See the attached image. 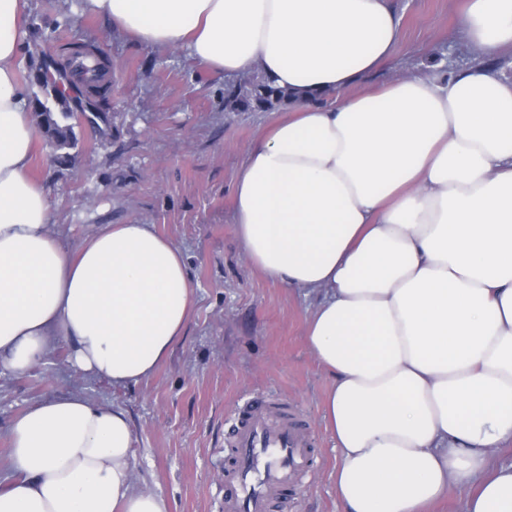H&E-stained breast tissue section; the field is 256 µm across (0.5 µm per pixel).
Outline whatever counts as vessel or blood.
I'll return each mask as SVG.
<instances>
[{
	"label": "vessel or blood",
	"mask_w": 512,
	"mask_h": 512,
	"mask_svg": "<svg viewBox=\"0 0 512 512\" xmlns=\"http://www.w3.org/2000/svg\"><path fill=\"white\" fill-rule=\"evenodd\" d=\"M224 470V512H273L309 463L307 435L286 408L255 397L238 413Z\"/></svg>",
	"instance_id": "obj_1"
}]
</instances>
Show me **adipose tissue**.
Returning <instances> with one entry per match:
<instances>
[{
    "label": "adipose tissue",
    "mask_w": 512,
    "mask_h": 512,
    "mask_svg": "<svg viewBox=\"0 0 512 512\" xmlns=\"http://www.w3.org/2000/svg\"><path fill=\"white\" fill-rule=\"evenodd\" d=\"M145 45L229 78L261 70L293 99L246 152L232 222L247 263L319 294L306 342L329 375L325 420L343 512H424L450 485L464 512H512V0L459 19L484 62L355 92L401 35L393 0H86ZM27 0H0V367L65 342L115 387L149 377L193 304L184 256L149 224L76 249L30 174L38 131L17 62ZM341 93L331 102V93ZM0 512H170L136 489L126 411L79 393L9 427Z\"/></svg>",
    "instance_id": "ef3b65f1"
}]
</instances>
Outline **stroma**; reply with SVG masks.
<instances>
[{"mask_svg":"<svg viewBox=\"0 0 512 512\" xmlns=\"http://www.w3.org/2000/svg\"><path fill=\"white\" fill-rule=\"evenodd\" d=\"M464 0H394L402 37L391 59L357 85L366 91L402 72L461 69L477 56L460 37ZM68 24L43 49L97 43L112 61L115 92L100 101L109 135L76 127L79 155L59 165L39 141L33 174L50 189L55 230L78 247L105 224H150L183 252L194 286L184 335L149 378L115 387L70 368L57 344L45 364L0 368V488L10 476L8 428L42 399L81 392L122 406L134 435L138 488L170 512H224L230 432L249 396L288 405L311 426V467L284 512H342L336 498L339 455L323 420L330 381L305 339L316 295L271 282L245 261L232 223L233 185L248 148L275 120L272 112L224 109L223 74L184 49L134 43L82 0H28L25 21Z\"/></svg>","mask_w":512,"mask_h":512,"instance_id":"35a3bbf8","label":"stroma"}]
</instances>
